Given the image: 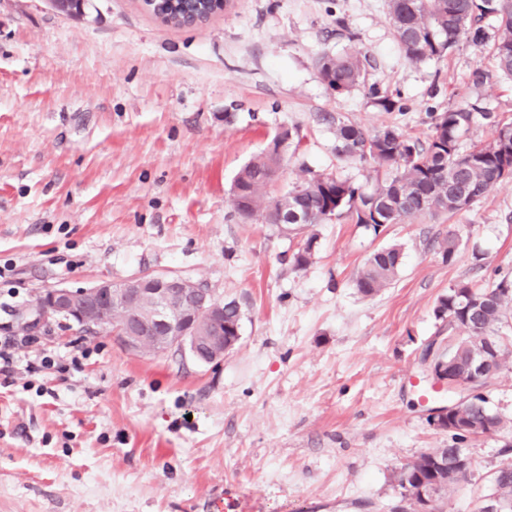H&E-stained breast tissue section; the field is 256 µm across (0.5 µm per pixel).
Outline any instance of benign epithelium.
Returning a JSON list of instances; mask_svg holds the SVG:
<instances>
[{
	"label": "benign epithelium",
	"mask_w": 512,
	"mask_h": 512,
	"mask_svg": "<svg viewBox=\"0 0 512 512\" xmlns=\"http://www.w3.org/2000/svg\"><path fill=\"white\" fill-rule=\"evenodd\" d=\"M229 4L230 0H185V15L177 16L175 22L183 27L204 25ZM28 315L30 328L59 317L88 332L106 331L132 353L146 347L160 354L179 348L200 363L214 365L223 362L226 353L224 330H197L201 317L224 325V301L177 274L142 272L120 283L101 279L85 288H49L37 296ZM495 355L489 342L470 355L464 376L442 372L435 361L430 371L450 389L471 391L489 376Z\"/></svg>",
	"instance_id": "7a95c632"
}]
</instances>
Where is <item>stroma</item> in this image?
Listing matches in <instances>:
<instances>
[{
    "mask_svg": "<svg viewBox=\"0 0 512 512\" xmlns=\"http://www.w3.org/2000/svg\"><path fill=\"white\" fill-rule=\"evenodd\" d=\"M354 49L405 113L322 82L316 58ZM466 103L512 118V79L496 75L490 44L410 62L384 0H233L193 28L136 0H87L77 16L0 0V341L15 342L0 371V512H409L396 476L451 446L429 417L464 395L427 372L425 354L464 333L434 309L458 284L512 274V182L466 213L377 232L245 222L229 190L283 127L301 143L274 192L311 172L370 188L373 169L336 155V115L424 141L429 110ZM308 238L312 261L294 268ZM390 244L404 250L399 275L362 297L356 273ZM145 271L237 303L240 339L223 363L19 320L44 289ZM480 391L507 426L464 442L470 472L439 512H477L512 446V361Z\"/></svg>",
    "mask_w": 512,
    "mask_h": 512,
    "instance_id": "1",
    "label": "stroma"
}]
</instances>
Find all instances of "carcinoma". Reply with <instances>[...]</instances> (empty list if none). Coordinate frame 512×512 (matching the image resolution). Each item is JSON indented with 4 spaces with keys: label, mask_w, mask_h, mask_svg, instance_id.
Returning <instances> with one entry per match:
<instances>
[{
    "label": "carcinoma",
    "mask_w": 512,
    "mask_h": 512,
    "mask_svg": "<svg viewBox=\"0 0 512 512\" xmlns=\"http://www.w3.org/2000/svg\"><path fill=\"white\" fill-rule=\"evenodd\" d=\"M387 15L404 57L412 63L440 60L464 40L482 42L492 38V55L497 74L512 78V0H386ZM494 17L493 35H487L483 22ZM323 83L343 95L366 85L370 61L367 54L346 51L324 54L316 59ZM369 85V84H367ZM369 95L382 109L401 112V94L382 93L373 84ZM428 139L421 142L406 136L399 127L385 125L372 132L349 120L336 118L332 125L336 155L357 161L374 170L387 168V178L376 181L366 192L347 178L314 174L284 194L271 197L267 189L279 163L278 145L269 146L248 162L231 187L235 212L249 210L266 224H277L282 199L307 217L308 224L351 220L374 232L386 224H401L422 214L458 215L486 197L495 186L512 180V120L491 112H479L474 105L450 107L427 113ZM481 117L492 128L491 138L469 148L463 138ZM313 255V238H308L292 255L294 267L308 266ZM404 253L398 245L374 251L358 271L354 287L364 297H372L391 285L403 265ZM487 297L481 311L466 306L470 297ZM436 316L448 319L449 326H461L466 335L456 337L450 354L459 374L468 371L473 339L494 334L495 327L512 318V280L504 275L483 288L460 284L439 299ZM241 328V311L233 302L224 303L225 342ZM460 422L488 418L498 429L507 422L488 406L482 395L448 412ZM463 453L457 447L436 448L421 453L398 475L402 496L423 485H435L437 497L448 493L459 479L448 473L453 460ZM489 495L512 504V463H501L492 472Z\"/></svg>",
    "instance_id": "obj_1"
}]
</instances>
